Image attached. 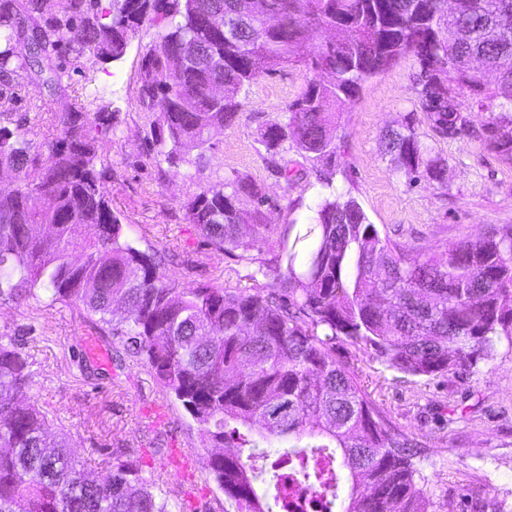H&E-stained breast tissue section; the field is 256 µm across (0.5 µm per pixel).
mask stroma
I'll return each mask as SVG.
<instances>
[{
    "label": "stroma",
    "instance_id": "stroma-1",
    "mask_svg": "<svg viewBox=\"0 0 512 512\" xmlns=\"http://www.w3.org/2000/svg\"><path fill=\"white\" fill-rule=\"evenodd\" d=\"M154 36L143 23L124 56L114 62L91 57L74 61L65 91L48 95L31 87L12 94L15 116L39 115L40 130L75 99L97 100L117 116L108 158L112 178L106 188L129 236L141 249L155 252L161 267L190 288L211 280L235 288L250 287L244 269L213 253L196 225L188 223L182 202L200 183L233 173L260 184L268 198L263 208L270 224H302L321 191L319 175L308 171L285 187L264 164L259 133L283 115L317 74L300 65L276 68L243 91L239 120L212 134V147L200 165L180 164L158 170L147 155L151 115L138 97L140 50ZM414 57L400 59L367 81L356 101L341 115V141L333 182L351 190L370 221L405 245L436 248L462 238H476L487 225L512 224V164L480 138L489 112L470 103V129L455 139L435 132L419 108ZM413 121L432 154L446 160L447 186L428 181L407 184L391 170L382 150L387 132ZM24 344L33 362L30 391L53 418L71 433L76 451L89 469L128 458L141 463L143 477L167 491L181 512H228L230 502L203 470H195L197 492L186 498L177 488L184 480L161 470L159 451L175 448L201 456L196 430L181 406L167 397L144 366L116 364L113 340L99 336L82 307L50 301L47 296L21 304L0 303V334ZM99 337L104 360L89 358L87 337ZM336 358L357 370L377 405L398 426L412 431L421 448L415 464L421 472L432 512H471L472 499L483 512H512V347L501 345L496 357L466 372L434 380L409 377L381 365L372 350L338 344ZM165 415L155 420V406Z\"/></svg>",
    "mask_w": 512,
    "mask_h": 512
}]
</instances>
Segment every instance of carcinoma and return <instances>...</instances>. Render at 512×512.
I'll list each match as a JSON object with an SVG mask.
<instances>
[{"mask_svg": "<svg viewBox=\"0 0 512 512\" xmlns=\"http://www.w3.org/2000/svg\"><path fill=\"white\" fill-rule=\"evenodd\" d=\"M0 0V79L54 95L69 73L55 63L121 58L141 24L156 38L139 64V101L152 113L149 142L157 166H175L211 148V133L238 120V94L284 64L314 80L266 122L263 160L291 185L293 151L318 168L336 157L342 111L371 78L411 55L420 64V108L452 138L468 127L462 98L494 104L484 140L512 164V69L485 84L483 70L512 58V0H465L450 16L443 0H259L261 17H239L241 36L210 29L218 11L235 24L233 0ZM331 38L312 43V34ZM193 42L200 56L172 69L170 57ZM222 81L232 96L211 97ZM113 114L76 102L32 138V126L0 111V170L14 173L0 200V301L42 291L82 307L103 335L144 363L194 422L203 469L235 512H274L283 497L278 466L255 435L303 438L277 450L295 480L339 503L340 512H429L413 459L416 439L398 429L360 375L336 360V343L374 350L388 369L414 377L469 371L512 345V224H491L441 252L406 246L370 222L351 192L323 177L307 224H266L267 197L247 177L207 182L181 203L213 252L251 268L252 288L204 283L183 288L133 242L106 190L112 169ZM393 172L447 187V164L412 122L384 137ZM247 198L254 208L240 209ZM271 254L268 260L264 254ZM29 355L0 335V512H171L168 501L128 459L93 473L68 434L51 430L31 389ZM235 448L234 454L222 452ZM274 493L258 492L264 483Z\"/></svg>", "mask_w": 512, "mask_h": 512, "instance_id": "carcinoma-1", "label": "carcinoma"}]
</instances>
